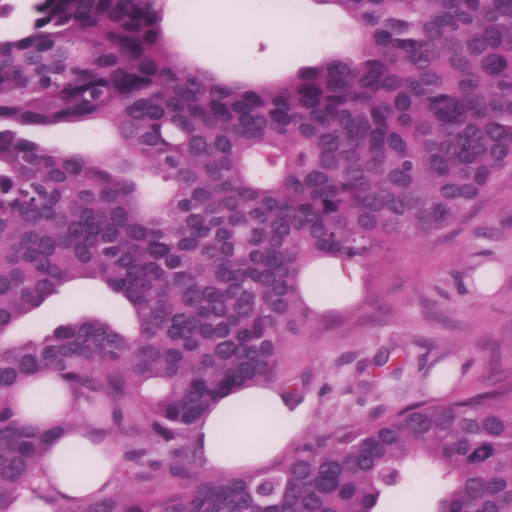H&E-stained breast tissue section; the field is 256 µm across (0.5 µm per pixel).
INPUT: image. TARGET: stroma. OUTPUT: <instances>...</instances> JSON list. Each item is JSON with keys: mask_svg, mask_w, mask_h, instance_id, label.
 Listing matches in <instances>:
<instances>
[{"mask_svg": "<svg viewBox=\"0 0 512 512\" xmlns=\"http://www.w3.org/2000/svg\"><path fill=\"white\" fill-rule=\"evenodd\" d=\"M188 0H170L167 31L182 56L219 76L269 82L322 56L350 49L351 22L315 0H300L299 20L315 35L312 48L280 46L264 24L276 15L274 0H248L243 11L244 56L186 37ZM494 238H486V229ZM494 267L500 275L492 295L474 294L469 268ZM91 292L66 287L34 312L17 331L24 337L46 332L78 315L99 310ZM386 353L385 370L372 368ZM456 364L448 399L512 382V168L464 214L445 240L407 245L380 254L363 296L346 313L312 321L289 337L271 384L307 408L301 440L359 424L431 395L429 382L439 366ZM431 478L414 473L410 484L389 493L384 512H427L423 497Z\"/></svg>", "mask_w": 512, "mask_h": 512, "instance_id": "1", "label": "stroma"}]
</instances>
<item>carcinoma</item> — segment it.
<instances>
[{
  "instance_id": "1",
  "label": "carcinoma",
  "mask_w": 512,
  "mask_h": 512,
  "mask_svg": "<svg viewBox=\"0 0 512 512\" xmlns=\"http://www.w3.org/2000/svg\"><path fill=\"white\" fill-rule=\"evenodd\" d=\"M315 2L360 44L274 84L183 57L167 0H30L0 32V512L57 500L42 458L68 425L13 408L38 372L85 420L149 431L111 489L56 512H380L420 466L438 472L430 512H512V383L423 398L260 472L213 471L187 444L317 318L312 262L365 281L377 253L448 238L512 165V0ZM98 126L96 156L32 135ZM74 280L103 312L13 337Z\"/></svg>"
}]
</instances>
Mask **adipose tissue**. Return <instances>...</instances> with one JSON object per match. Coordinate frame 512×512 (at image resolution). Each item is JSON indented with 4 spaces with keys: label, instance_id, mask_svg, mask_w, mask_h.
<instances>
[{
    "label": "adipose tissue",
    "instance_id": "obj_1",
    "mask_svg": "<svg viewBox=\"0 0 512 512\" xmlns=\"http://www.w3.org/2000/svg\"><path fill=\"white\" fill-rule=\"evenodd\" d=\"M187 29L207 33L229 49L241 45L237 26L225 25L220 7L203 4L190 9ZM317 265L326 272L320 288L302 291L315 313L331 314L359 300L362 277L357 266L338 257L320 259ZM33 397L50 403L45 415L49 421L79 418L84 407L62 382L44 376L23 389L16 408L19 418H31L29 400ZM305 417L303 406L290 402L278 387L261 382L213 403L194 426L193 444L214 470L227 474L259 470L286 454L302 431ZM116 462L109 435L79 426L53 437L43 465V479L56 494L76 501L110 487ZM81 465L92 471L93 481H84L77 474Z\"/></svg>",
    "mask_w": 512,
    "mask_h": 512
}]
</instances>
